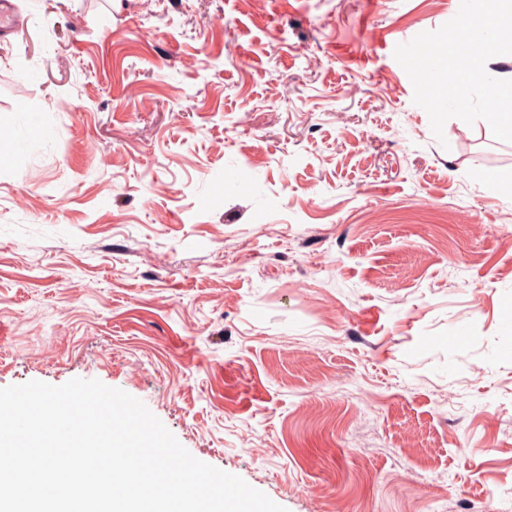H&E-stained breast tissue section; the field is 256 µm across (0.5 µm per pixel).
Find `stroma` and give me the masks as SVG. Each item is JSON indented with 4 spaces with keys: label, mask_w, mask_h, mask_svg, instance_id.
Segmentation results:
<instances>
[{
    "label": "stroma",
    "mask_w": 512,
    "mask_h": 512,
    "mask_svg": "<svg viewBox=\"0 0 512 512\" xmlns=\"http://www.w3.org/2000/svg\"><path fill=\"white\" fill-rule=\"evenodd\" d=\"M0 388L97 379L288 512H512V142L397 45L460 0H9Z\"/></svg>",
    "instance_id": "stroma-1"
}]
</instances>
